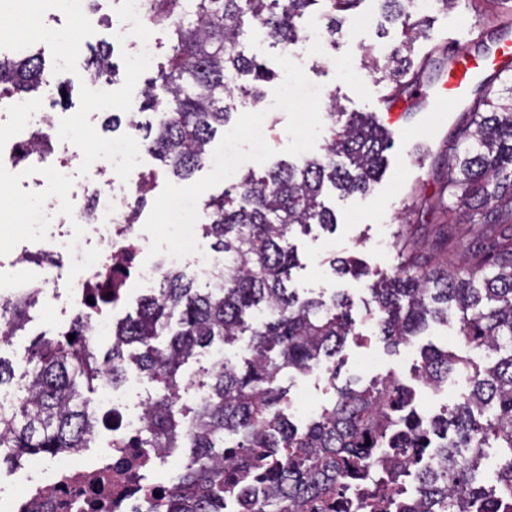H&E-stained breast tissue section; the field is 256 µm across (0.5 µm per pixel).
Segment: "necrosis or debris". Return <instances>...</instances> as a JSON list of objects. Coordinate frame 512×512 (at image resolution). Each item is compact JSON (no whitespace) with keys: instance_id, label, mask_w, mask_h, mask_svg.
I'll return each mask as SVG.
<instances>
[{"instance_id":"necrosis-or-debris-1","label":"necrosis or debris","mask_w":512,"mask_h":512,"mask_svg":"<svg viewBox=\"0 0 512 512\" xmlns=\"http://www.w3.org/2000/svg\"><path fill=\"white\" fill-rule=\"evenodd\" d=\"M123 4L112 39L129 43L135 67L147 68L153 60V45L144 35L145 0H123ZM98 153L112 173L103 187L91 190L86 183L74 181L64 163L56 165L48 177L55 206L69 216L68 224L44 235L55 263L41 266L33 286L21 279L0 281V299H19L30 288H38L40 296L56 303L62 313L83 317L95 339L110 327L109 314L89 301L90 283L98 274L116 263L132 270L137 282L152 285L164 266L179 265L183 259L182 253L172 252L161 264L139 261L146 238L138 225L127 223V191L114 181L135 166L138 151L129 139L111 138L101 142ZM66 268L72 272L71 285L61 289L57 283ZM143 424L140 410L116 416L111 438L96 447L40 458L21 475L12 467L0 470V512H148L151 501L177 486L183 470L175 449L130 447ZM440 461L435 449L413 458L400 473L398 496L383 502L384 512H404L416 497L419 474L438 468Z\"/></svg>"}]
</instances>
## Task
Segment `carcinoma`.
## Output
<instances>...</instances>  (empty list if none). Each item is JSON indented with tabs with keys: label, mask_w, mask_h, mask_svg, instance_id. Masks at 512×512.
Listing matches in <instances>:
<instances>
[{
	"label": "carcinoma",
	"mask_w": 512,
	"mask_h": 512,
	"mask_svg": "<svg viewBox=\"0 0 512 512\" xmlns=\"http://www.w3.org/2000/svg\"><path fill=\"white\" fill-rule=\"evenodd\" d=\"M322 1L329 5L324 18L332 35L343 22L341 13L361 2L145 0L151 28L170 34L171 54L143 92L148 121L133 116L124 122L112 113L105 127L115 131L124 123L146 129L145 149L167 174L190 180L203 167L218 129L231 120L224 99L238 89V80L251 78V94L259 102L260 86L272 78L248 54L247 30L259 26L286 49L301 36L298 19ZM381 2L386 19L401 24L404 40L382 60L367 54L365 66L390 82L389 104L404 100L417 108L426 71L443 77L451 56L429 57L412 68L407 53L423 34V24L411 20L408 0ZM88 69L93 81L109 83L116 75L104 48L92 51ZM44 75L39 50L29 48L12 59L0 56V97L36 93L46 86ZM494 83L473 91L443 155L438 193L417 196L407 206L434 223L432 253H419L413 234L399 226L394 240L401 263L372 288L374 318L387 345L405 343L430 319L448 321L454 307L462 313L466 346L496 357L482 366L453 352L422 351L416 370L432 385L466 374L468 394L448 415L424 428L409 410L410 390L395 378L337 390L333 405L302 430L283 416L281 374L305 373L336 358L354 335L344 294L301 301L289 288L299 260L288 235L295 226L311 224L335 230V213L318 201L324 183L347 195L366 192L388 148L384 131L367 116L333 112L340 120L331 128L324 159L300 167L279 164L260 174L251 170L206 201L207 236L224 254L212 287H196L179 268L164 269L158 287L142 298L138 315L112 331V347L102 356L86 339L82 319L59 339L34 342L27 382L13 401L0 403V464L92 447L98 414L85 393L95 392L105 374L117 385L133 371L161 385L162 392L148 404L145 429L132 447L192 450L181 488L150 512H217L226 489L248 471L271 486L269 497L248 512H378L412 453L426 447L429 433L450 427L454 437L441 449L443 465L421 475L409 512H470L473 506L477 512H512V78L498 90ZM52 150L49 138L37 132L19 159ZM466 238L461 265L435 262L436 254L450 252ZM94 288L112 290L110 296L99 294V301H117L122 270H112ZM37 301L35 293L0 302L1 343L25 327L26 312ZM257 310L269 314L256 324ZM247 332L249 356L208 368L195 380L177 379L196 349L233 343ZM70 334L75 335L71 342ZM164 335L169 340L159 342ZM198 386L203 393L195 405L177 408L178 393ZM226 433L240 436L237 449L224 450ZM486 441L494 443L501 459L497 497L474 479Z\"/></svg>",
	"instance_id": "cac0c4a2"
}]
</instances>
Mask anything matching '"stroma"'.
<instances>
[{
	"mask_svg": "<svg viewBox=\"0 0 512 512\" xmlns=\"http://www.w3.org/2000/svg\"><path fill=\"white\" fill-rule=\"evenodd\" d=\"M97 2L95 13L80 20L46 9V23L55 32L54 40L48 42L43 40L38 27L12 21L16 0H0V45L22 40L42 50L50 72L55 69L58 52L69 45L79 49L109 47L118 69L110 88L112 109L124 113L129 105H140L146 83L156 70H133L132 48L113 43L111 37L110 23L117 20L120 10L118 0ZM421 19L424 33L411 51L415 64L430 53L439 57L447 51H461L462 46L455 43L454 37L463 24L477 21L487 30L497 31L502 10L496 0H470L468 13L459 20H452L450 12L438 6L422 13ZM402 39L400 28L383 22L378 0H360L347 13L338 33L327 39L319 56L291 72L284 69L285 53L279 46L270 44L264 36H253L250 50L276 73L275 79L263 87L262 102L242 94L228 98L226 104L232 113L228 128L234 133L233 139H226L221 133L216 135L208 147L203 168L193 175L189 185L159 177L147 194L138 219L148 238L140 259L149 263L163 252L184 246L189 225L206 221L205 200L219 195L248 170L260 172L281 161L299 164L306 159L322 158L333 124L330 108L369 113L385 126L391 145L385 153L382 172L370 190L363 195L344 196L329 188L323 194L326 206L336 215L335 232L314 225L303 232L294 231L291 237L299 258L291 288L302 299L328 297L337 292L347 294L356 331L337 357L341 370L335 383L309 374L292 373L281 379L287 398L303 399L317 409L331 404L337 389L350 383L367 384L372 374L367 373V366L383 373L403 364V348L387 347L371 325L370 287L376 278L392 275L399 264L396 249L388 245L396 225L409 223L421 250L432 246L430 224L421 222L417 215L407 214L405 208L415 194L435 191L441 156L458 116L427 106L396 123H387V83L381 75L364 67V51L370 48L384 57ZM67 79L69 98L65 105L51 109L52 119L42 125L41 131L51 135L58 127L78 126L82 152L80 158L73 160L72 169L81 179L86 169L100 163L95 147L107 136L105 114L90 92L87 58L80 52L73 57ZM257 108L264 111V125L259 129L254 127L252 115ZM52 200L49 190L24 174L11 183L6 195H0V278L36 279L35 265L21 259L25 243L23 222L29 211L38 210L45 224L57 225ZM337 257L353 259L368 269V276L336 274L331 261ZM68 322L58 307L40 303L30 309L25 329L12 336L8 344H0V357L10 360L15 367L12 389H19L24 383L23 357L31 341L38 336L58 337L66 331Z\"/></svg>",
	"mask_w": 512,
	"mask_h": 512,
	"instance_id": "1",
	"label": "stroma"
}]
</instances>
